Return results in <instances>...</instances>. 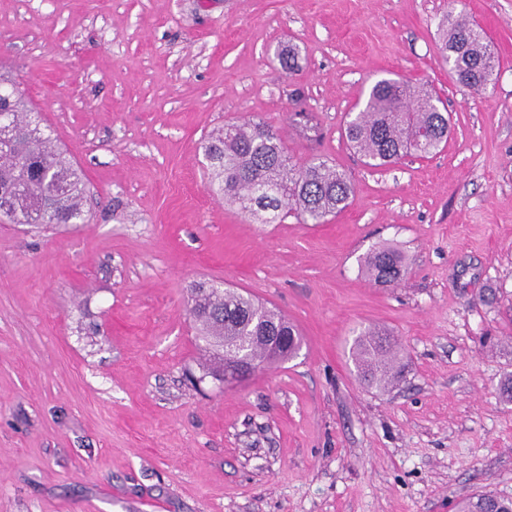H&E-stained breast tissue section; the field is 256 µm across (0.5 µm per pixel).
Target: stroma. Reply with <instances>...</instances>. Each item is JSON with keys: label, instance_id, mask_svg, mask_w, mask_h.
Instances as JSON below:
<instances>
[{"label": "stroma", "instance_id": "obj_1", "mask_svg": "<svg viewBox=\"0 0 512 512\" xmlns=\"http://www.w3.org/2000/svg\"><path fill=\"white\" fill-rule=\"evenodd\" d=\"M451 11L487 33L485 91L438 56ZM0 67L90 187L86 223L0 222V512L512 498V0H0ZM383 77L443 100L440 152L386 168L354 154L346 115ZM244 119L346 171L348 207L262 224L212 196L199 144ZM381 246L407 259L398 285L361 268ZM203 282L280 311L297 356L235 384L206 374L187 304ZM369 329L398 345L385 389L352 359Z\"/></svg>", "mask_w": 512, "mask_h": 512}]
</instances>
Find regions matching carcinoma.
<instances>
[{"label":"carcinoma","instance_id":"cac0c4a2","mask_svg":"<svg viewBox=\"0 0 512 512\" xmlns=\"http://www.w3.org/2000/svg\"><path fill=\"white\" fill-rule=\"evenodd\" d=\"M439 29L438 52L456 81L474 90L486 88L494 64L481 28L461 16L447 15ZM278 57L284 70L297 69V48H282ZM2 112L12 114V137L0 143V185L10 184L16 193L11 209L0 217L36 228L85 223L87 188L82 171L45 133L31 102L16 95L15 81L7 72L0 73ZM448 129V112L431 91L383 78L369 89L363 109L349 117L344 133L350 146L379 168L408 154L435 153L448 142ZM201 148L210 187L253 217L287 210L305 224H322L344 210L354 193L344 171L320 157L293 162L276 131L251 119L216 130ZM363 263L377 285L397 284L406 271L403 254L389 247L370 251ZM189 314L198 327L201 350L213 357L219 371L234 343L260 365L291 359L300 349V333L293 324L239 292L198 283L190 288ZM269 336H284L287 341L271 350ZM354 356L359 377L369 385L385 387L398 374L390 341L373 332L357 341ZM461 512H512V500L484 492Z\"/></svg>","mask_w":512,"mask_h":512}]
</instances>
